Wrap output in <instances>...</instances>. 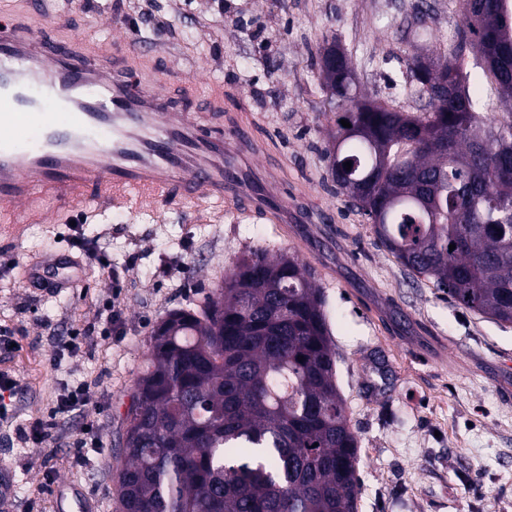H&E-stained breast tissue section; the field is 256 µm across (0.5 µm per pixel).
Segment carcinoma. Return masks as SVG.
I'll use <instances>...</instances> for the list:
<instances>
[{"label": "carcinoma", "instance_id": "obj_1", "mask_svg": "<svg viewBox=\"0 0 512 512\" xmlns=\"http://www.w3.org/2000/svg\"><path fill=\"white\" fill-rule=\"evenodd\" d=\"M462 13L473 65L456 45L440 51L448 85L411 59L395 84L425 100L419 115L363 110L349 58L320 68L338 120L325 159L411 275L512 325V123L471 93L512 105V0H466ZM358 444L321 287L297 258L250 249L201 311L173 310L151 333L116 468L120 512H356Z\"/></svg>", "mask_w": 512, "mask_h": 512}]
</instances>
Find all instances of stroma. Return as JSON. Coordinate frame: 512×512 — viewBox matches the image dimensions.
<instances>
[{"mask_svg":"<svg viewBox=\"0 0 512 512\" xmlns=\"http://www.w3.org/2000/svg\"><path fill=\"white\" fill-rule=\"evenodd\" d=\"M31 21L91 51L111 49L119 34L150 42L149 67L163 74L182 65L197 99L219 93L225 109L247 104L269 146L256 167H287L282 199L301 198L309 221L287 238L225 207L110 209L81 227L110 268L88 267L83 287L53 294L27 284L21 269L31 257L70 251L67 227L0 232V330L15 342L0 349V371L17 381L15 410L0 420L10 512H52L50 488L61 480L79 485L95 512H119L124 417L153 328L170 311L201 310L236 257L255 247L297 255L323 291L337 379L360 439L357 512H512V327L413 278L334 190L323 158L336 129L319 84L325 42L346 48L370 101L416 114L421 100L394 89L401 63L455 38L460 0H39ZM113 299L122 335L54 363L55 331L99 322ZM76 381L91 405L54 416L61 389ZM52 416V437L19 441V427ZM90 420L103 446L82 462L73 442Z\"/></svg>","mask_w":512,"mask_h":512,"instance_id":"35a3bbf8","label":"stroma"}]
</instances>
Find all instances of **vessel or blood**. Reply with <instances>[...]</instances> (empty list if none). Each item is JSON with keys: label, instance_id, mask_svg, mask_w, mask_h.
<instances>
[{"label": "vessel or blood", "instance_id": "b4317fda", "mask_svg": "<svg viewBox=\"0 0 512 512\" xmlns=\"http://www.w3.org/2000/svg\"><path fill=\"white\" fill-rule=\"evenodd\" d=\"M146 50L124 37L96 55L22 14L0 19V223L70 222L105 205L224 204L305 223L303 209L249 170L262 149L253 117L226 113L224 130H210L181 105L192 82L144 68ZM24 274L68 278L53 258Z\"/></svg>", "mask_w": 512, "mask_h": 512}]
</instances>
